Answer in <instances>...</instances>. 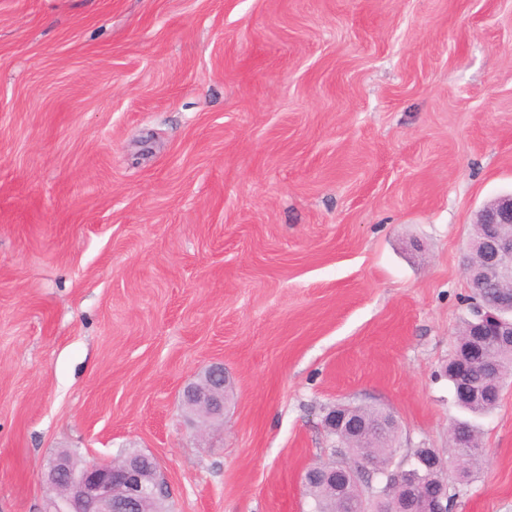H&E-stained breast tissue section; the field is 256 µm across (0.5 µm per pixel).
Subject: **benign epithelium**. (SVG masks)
I'll return each mask as SVG.
<instances>
[{
  "label": "benign epithelium",
  "instance_id": "benign-epithelium-1",
  "mask_svg": "<svg viewBox=\"0 0 512 512\" xmlns=\"http://www.w3.org/2000/svg\"><path fill=\"white\" fill-rule=\"evenodd\" d=\"M480 231L471 240L469 252L478 263L466 266L472 286L498 289L491 305L480 304L468 320L467 354L451 361L457 380L455 395L472 398L477 390L469 376V366L479 363L488 379L502 377L501 369L485 362L484 348L490 343L512 347V193L485 203L475 214ZM227 377L223 365L213 363L204 368L196 380L183 388L185 406L203 424L219 420L224 414ZM352 407L338 405L324 418L327 431L335 436L365 435L373 430L391 435L396 422L389 414L372 424L357 423L350 418ZM146 454L130 452L112 462L80 464L69 455H58L44 476L48 490L49 512H167V483L157 459L149 468L143 466ZM331 484L341 475L355 487L360 502H380L386 498L388 485L375 482L371 463L362 457H338L333 464L315 466L306 471L304 480L314 474ZM406 486L404 497L393 512H448V458L433 448L415 456L408 468L397 470Z\"/></svg>",
  "mask_w": 512,
  "mask_h": 512
}]
</instances>
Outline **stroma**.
<instances>
[{
  "instance_id": "35a3bbf8",
  "label": "stroma",
  "mask_w": 512,
  "mask_h": 512,
  "mask_svg": "<svg viewBox=\"0 0 512 512\" xmlns=\"http://www.w3.org/2000/svg\"><path fill=\"white\" fill-rule=\"evenodd\" d=\"M512 0H0V512L156 456L169 512H308L339 403L448 446ZM219 362L221 421L182 399ZM453 512H512V378Z\"/></svg>"
}]
</instances>
